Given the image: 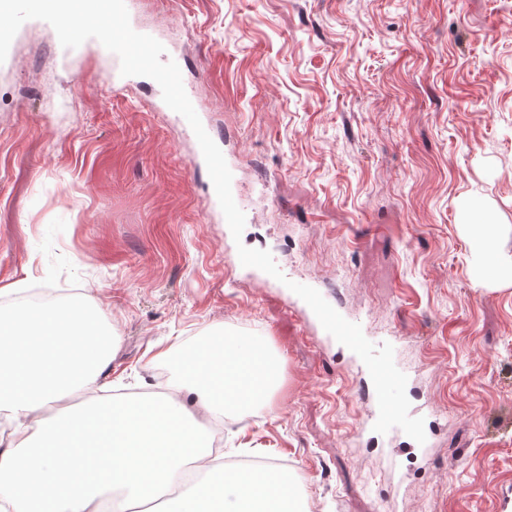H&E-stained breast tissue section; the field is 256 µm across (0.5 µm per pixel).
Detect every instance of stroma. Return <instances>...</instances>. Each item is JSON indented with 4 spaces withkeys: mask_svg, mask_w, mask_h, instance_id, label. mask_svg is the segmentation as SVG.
Instances as JSON below:
<instances>
[{
    "mask_svg": "<svg viewBox=\"0 0 512 512\" xmlns=\"http://www.w3.org/2000/svg\"><path fill=\"white\" fill-rule=\"evenodd\" d=\"M175 40L250 211L242 243L319 284L418 368L432 435L361 440L363 376L276 286L224 258L193 138L150 78L113 94L55 30L0 68V310L38 292L119 338L101 381L167 393L213 336L280 361L269 406L223 420L225 459L282 462L307 512H512V288H478L460 228H512V0H138Z\"/></svg>",
    "mask_w": 512,
    "mask_h": 512,
    "instance_id": "obj_1",
    "label": "stroma"
}]
</instances>
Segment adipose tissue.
<instances>
[{
    "instance_id": "ef3b65f1",
    "label": "adipose tissue",
    "mask_w": 512,
    "mask_h": 512,
    "mask_svg": "<svg viewBox=\"0 0 512 512\" xmlns=\"http://www.w3.org/2000/svg\"><path fill=\"white\" fill-rule=\"evenodd\" d=\"M473 258L477 285L512 287V254L502 231L488 222L461 225ZM118 342L96 314L73 301L23 304L0 312V411L20 422L0 451V512H93L103 490L120 491L121 512H165L160 497L192 449L207 461L212 481L203 491L180 495L177 512H302L287 478L267 474L243 479L215 455L221 438L203 437L180 400L192 394L201 412L269 404L279 382L275 357L263 346L231 342L223 366L212 355L184 365V387L135 405L105 399L78 418L65 402L76 391L97 387Z\"/></svg>"
}]
</instances>
